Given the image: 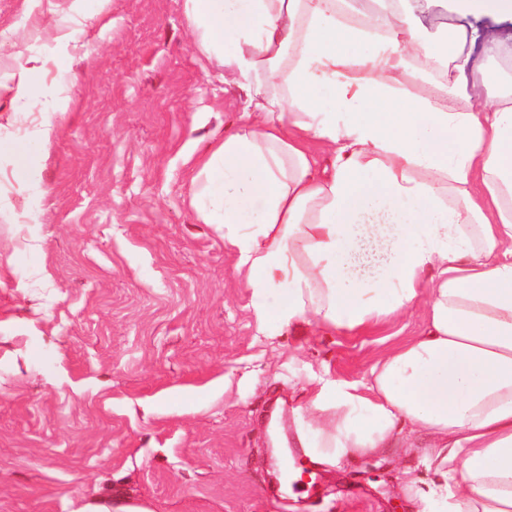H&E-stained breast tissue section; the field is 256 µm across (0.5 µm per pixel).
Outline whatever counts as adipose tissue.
Returning a JSON list of instances; mask_svg holds the SVG:
<instances>
[{
	"instance_id": "1",
	"label": "adipose tissue",
	"mask_w": 512,
	"mask_h": 512,
	"mask_svg": "<svg viewBox=\"0 0 512 512\" xmlns=\"http://www.w3.org/2000/svg\"><path fill=\"white\" fill-rule=\"evenodd\" d=\"M436 3L186 0L252 117L191 203L237 254L258 326L352 330L427 294L424 333L366 388L315 394L321 452L371 454L406 424L431 438L440 512H512V32L475 25L512 23V0H447L444 38Z\"/></svg>"
}]
</instances>
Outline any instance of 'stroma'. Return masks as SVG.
Instances as JSON below:
<instances>
[{
	"instance_id": "stroma-1",
	"label": "stroma",
	"mask_w": 512,
	"mask_h": 512,
	"mask_svg": "<svg viewBox=\"0 0 512 512\" xmlns=\"http://www.w3.org/2000/svg\"><path fill=\"white\" fill-rule=\"evenodd\" d=\"M44 61L58 112L0 89V512H433L426 436L312 463L307 397L365 386L383 352L421 334L424 305L352 331H258L237 255L190 204L210 150L244 122L242 92L202 54L185 0H0V68ZM3 150L10 154L14 159V179L20 183L26 181L29 173L26 146L19 142H10L5 144L0 142V153Z\"/></svg>"
}]
</instances>
